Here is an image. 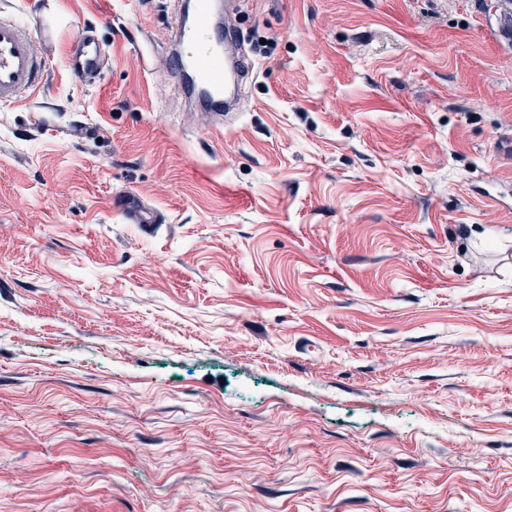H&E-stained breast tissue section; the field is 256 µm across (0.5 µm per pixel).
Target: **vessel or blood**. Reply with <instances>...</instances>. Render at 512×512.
Instances as JSON below:
<instances>
[{
	"label": "vessel or blood",
	"instance_id": "b4317fda",
	"mask_svg": "<svg viewBox=\"0 0 512 512\" xmlns=\"http://www.w3.org/2000/svg\"><path fill=\"white\" fill-rule=\"evenodd\" d=\"M200 11L193 25H178L176 52L178 66H191L197 87L207 91L225 112L237 111L239 90L251 70L244 54L237 51V35L232 23H225L223 37H216L210 0H200ZM105 45L91 32L80 38V50L69 70L79 81L100 75L107 67ZM47 70L45 61L30 51V35L12 19L0 18V104H14L36 90Z\"/></svg>",
	"mask_w": 512,
	"mask_h": 512
}]
</instances>
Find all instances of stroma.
<instances>
[{"label":"stroma","mask_w":512,"mask_h":512,"mask_svg":"<svg viewBox=\"0 0 512 512\" xmlns=\"http://www.w3.org/2000/svg\"><path fill=\"white\" fill-rule=\"evenodd\" d=\"M237 2L218 135L181 0H0L48 66L0 105V512H512L499 0ZM80 50L72 59L69 70L71 76L82 82L100 75L108 66L109 54L105 45L91 31L80 37Z\"/></svg>","instance_id":"1"}]
</instances>
